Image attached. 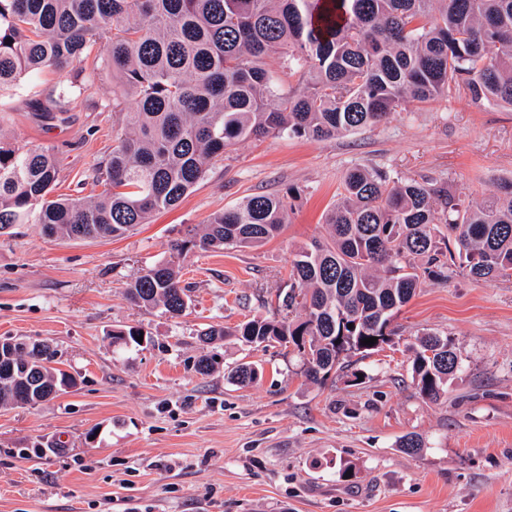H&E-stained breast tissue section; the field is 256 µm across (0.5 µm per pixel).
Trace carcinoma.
<instances>
[{"label": "carcinoma", "mask_w": 512, "mask_h": 512, "mask_svg": "<svg viewBox=\"0 0 512 512\" xmlns=\"http://www.w3.org/2000/svg\"><path fill=\"white\" fill-rule=\"evenodd\" d=\"M95 45L122 88L112 97L121 133L91 173L105 190L51 196L56 157L0 135L1 235L31 223L50 237L71 238L77 226L85 239L122 237L176 206L242 141L329 139L460 87L512 107V0H0V96L46 67L85 71ZM272 55L278 72L267 67ZM296 75L305 83L284 89ZM296 196L292 187L250 196L172 251L258 248L280 232ZM325 225L328 236L292 261L279 294L287 314L231 331L210 325L200 341L291 347L322 384L344 360L392 342L393 312L426 281L512 279L511 181L473 205L444 186L356 166ZM125 296L172 318L190 301L172 259L143 270ZM297 307L303 316L293 319ZM140 335L152 343L131 326L113 332L112 344L137 347ZM370 337L376 343L362 344ZM410 349L415 390L439 401L459 368L453 339L424 333ZM0 350L15 364L13 377L0 375L1 405L32 407L47 401L49 384L72 380L45 340L13 354L5 338ZM258 375L251 364L235 371L242 386Z\"/></svg>", "instance_id": "carcinoma-1"}]
</instances>
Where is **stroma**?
I'll list each match as a JSON object with an SVG mask.
<instances>
[{
    "mask_svg": "<svg viewBox=\"0 0 512 512\" xmlns=\"http://www.w3.org/2000/svg\"><path fill=\"white\" fill-rule=\"evenodd\" d=\"M94 68L25 76L0 108V133L59 162L57 193L94 194L92 168L117 133L112 76L100 48ZM81 85L41 119L56 87ZM374 166L447 186L479 202L512 181V110L467 90L411 102L380 123L330 139L267 137L232 146L178 206L118 239L50 238L40 225L0 235V338L45 339L75 388L34 407L0 406V512H512V280L465 275L430 281L392 318L382 349L353 357L365 378L338 372L306 380L280 346L237 337L201 349L208 325L234 328L273 315L295 253L322 237L345 172ZM298 197L265 245L179 258L192 302L170 318L124 297L175 241L252 195ZM139 326L144 347L112 344ZM453 338L461 367L444 401L411 382L409 346L421 332ZM211 375L194 370L200 352ZM254 363L247 387L228 374ZM417 435L423 447L405 453ZM351 478H342L344 468Z\"/></svg>",
    "mask_w": 512,
    "mask_h": 512,
    "instance_id": "stroma-1",
    "label": "stroma"
}]
</instances>
